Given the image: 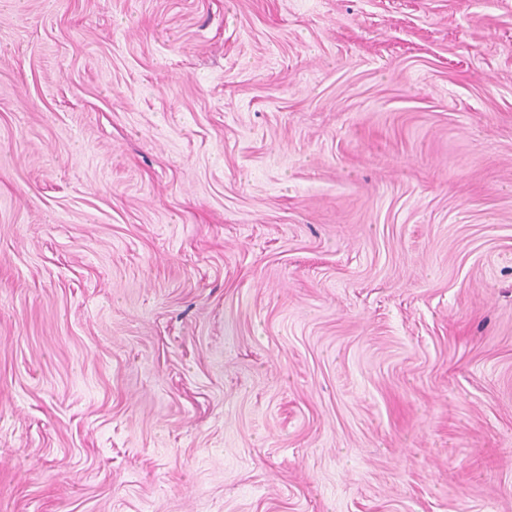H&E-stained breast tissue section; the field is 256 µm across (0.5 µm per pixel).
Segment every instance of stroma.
Instances as JSON below:
<instances>
[{"instance_id":"1","label":"stroma","mask_w":512,"mask_h":512,"mask_svg":"<svg viewBox=\"0 0 512 512\" xmlns=\"http://www.w3.org/2000/svg\"><path fill=\"white\" fill-rule=\"evenodd\" d=\"M0 512H512V0H0Z\"/></svg>"}]
</instances>
